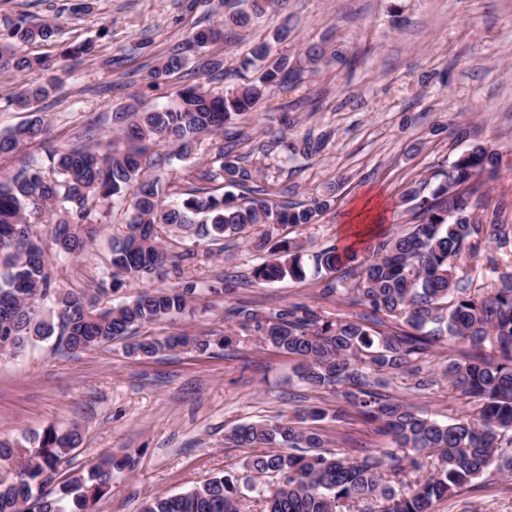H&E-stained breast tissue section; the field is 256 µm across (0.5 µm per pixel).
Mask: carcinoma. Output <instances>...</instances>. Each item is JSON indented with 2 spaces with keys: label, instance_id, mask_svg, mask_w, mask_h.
Listing matches in <instances>:
<instances>
[{
  "label": "carcinoma",
  "instance_id": "cac0c4a2",
  "mask_svg": "<svg viewBox=\"0 0 512 512\" xmlns=\"http://www.w3.org/2000/svg\"><path fill=\"white\" fill-rule=\"evenodd\" d=\"M233 2L224 22L189 32L150 70V78L166 81L221 70L223 60L210 53L212 46L248 27L252 19L281 14L288 7V0ZM54 34L55 27L48 22L23 21L0 31V72L49 69L47 58L32 56L24 47L48 41ZM289 35L284 23L249 44L242 68L253 69V74L241 76L223 92L214 94L196 82L179 90L168 106L118 112L119 135L110 147L53 148L44 166L0 181V354L52 337L67 353L76 348L86 352L194 310L202 288L198 279L176 287L146 288L117 305L102 303L103 297L129 281L161 278L174 264V256L159 243L160 228L178 237L214 242L257 226L261 235L254 247L268 249V256L254 267V280L307 277L303 244L281 236V230L313 223L331 207L327 196H316L308 205L271 197L265 188L250 185L252 173L240 165L241 157L230 142L217 147L208 167L186 173L197 186L181 201L163 203L159 180L145 175L151 145L176 144L179 156H187L201 138L224 132V127L263 103L269 87L293 86L305 72L336 62V51L326 43L307 47L302 61H292L283 51ZM91 52L85 44L69 45L59 59L76 61ZM194 58L198 63L189 71ZM53 86L25 85L12 102L32 108L50 96ZM46 128L43 116L36 115L1 133L0 159L41 137ZM329 138L328 133L307 134L289 143L288 152L311 158L324 150ZM499 164L496 148L474 142L437 183L405 185L398 205L416 221L406 233L383 237L372 256L362 261L350 248L333 247L314 256L320 294L352 293L368 309L367 315L333 321L299 303L263 315L246 305L229 309V318L254 328L262 343L296 361L294 376L299 382L333 390L342 404L329 414L302 409L287 419L233 428L226 439L234 446L263 448L245 459L244 481L215 476L184 492L155 495L142 512H239L244 489L265 502V512H350L354 505L361 512H433L437 500L490 468L512 477V273L498 275L499 284L483 296L456 278L453 264L480 254L488 244L503 245L512 239V225L499 223L497 212L490 218L483 215L487 199L471 185L482 175L494 180ZM220 178L226 187L221 195L208 187ZM238 188L256 197L243 204L234 193ZM128 195L132 204L125 230L113 241L93 290L55 286L45 240L59 256H83L102 229L94 223L97 210H109ZM45 300L50 307L43 310L40 302ZM387 319L401 320L409 330H377ZM444 338L475 347L488 341L504 354L498 362L462 354L442 365L449 386L480 402L478 410L447 424L377 391L386 376L407 378L416 391L429 389L435 382L429 348ZM185 346L204 353L210 340L182 334L163 340L144 336L127 350L153 357ZM352 410L390 437V448L381 456L328 449V437L318 422L329 415L339 424ZM78 441L75 429L48 428L18 465L16 449L0 442V468L16 469L13 479L0 475V512H98V503L112 492L114 472L130 462L107 456L87 473L76 472L59 488L48 489Z\"/></svg>",
  "mask_w": 512,
  "mask_h": 512
}]
</instances>
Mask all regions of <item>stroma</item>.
<instances>
[{
    "label": "stroma",
    "mask_w": 512,
    "mask_h": 512,
    "mask_svg": "<svg viewBox=\"0 0 512 512\" xmlns=\"http://www.w3.org/2000/svg\"><path fill=\"white\" fill-rule=\"evenodd\" d=\"M78 0H0V30L13 23L49 20L55 40L31 45L34 54L53 56L72 42L93 41L95 50L69 70L27 73V80H55L39 105L49 125L47 138L23 146L0 161V180L22 168L45 164L47 148H67L94 140L106 144L113 113L128 107L150 109L176 99L177 79L154 82L148 73L193 26L224 18L219 0H92L87 13ZM289 19L286 49L300 59L306 46L326 42L341 60L305 73L301 83L274 88L256 113L233 124L242 135L237 155L256 184L287 192L307 202L335 187V201L318 221L286 228L307 254L354 242L356 233L381 237L412 226L396 201L404 185L432 177L466 150L469 143L492 144L501 155L496 181L483 182L489 204H501L500 223L512 224V0H288L286 16L261 18L241 42L216 52L224 67L205 88L217 93L238 82L239 55L245 42L263 37ZM468 131L455 137V125ZM329 133L325 149L310 159L289 157L284 139ZM219 143L210 136L186 157L168 155L152 174L161 184L178 181L185 168L213 156ZM125 207L97 211L103 233L81 259L59 261V286L86 288L103 272L113 237L122 232ZM497 271L484 257L460 259L457 278L474 291L490 292L498 273L512 272V243L495 247ZM263 254L250 236L224 242L221 254L207 243L194 258L150 287H174L200 279L229 294L203 295L195 312L152 325L147 333L211 336L208 355L176 348L151 358L130 355L125 341H114L77 355L59 351L47 340L0 359V440L18 449L35 447L50 427L75 428L78 447L60 468L58 479L90 470L107 454L131 457L133 469L116 474L99 512H142L146 499L183 492L231 472L242 474L248 448L226 440L235 427L292 415L300 408L332 409L331 390H313L293 378L294 360L261 344L255 331L241 330L225 311L244 303L258 313L291 303L316 309L333 320L364 313L349 294L321 297L318 279L253 282ZM232 347L220 346L224 334ZM384 393L414 403L439 421L473 411L438 379L424 393L407 379L389 381ZM331 448L381 454L389 443L374 424L351 414L343 425L323 421ZM434 512H512V480L495 472L477 478L475 487L437 501Z\"/></svg>",
    "instance_id": "obj_1"
}]
</instances>
